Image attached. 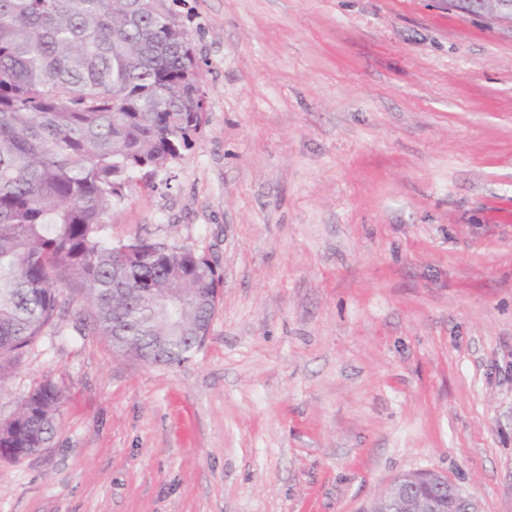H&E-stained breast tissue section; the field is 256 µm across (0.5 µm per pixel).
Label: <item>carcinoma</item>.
Wrapping results in <instances>:
<instances>
[{
  "instance_id": "1",
  "label": "carcinoma",
  "mask_w": 512,
  "mask_h": 512,
  "mask_svg": "<svg viewBox=\"0 0 512 512\" xmlns=\"http://www.w3.org/2000/svg\"><path fill=\"white\" fill-rule=\"evenodd\" d=\"M185 29L165 0H0V381L78 288L93 329L147 364L203 346L222 277L192 249L105 235L135 181L155 186L206 121ZM43 383L0 422V456L46 447Z\"/></svg>"
}]
</instances>
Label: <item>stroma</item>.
<instances>
[{"label":"stroma","instance_id":"stroma-1","mask_svg":"<svg viewBox=\"0 0 512 512\" xmlns=\"http://www.w3.org/2000/svg\"><path fill=\"white\" fill-rule=\"evenodd\" d=\"M206 123L109 219L212 259L210 334L153 366L79 321L0 382L49 381L47 448L0 512H365L435 471L512 512V23L458 0H167Z\"/></svg>","mask_w":512,"mask_h":512}]
</instances>
